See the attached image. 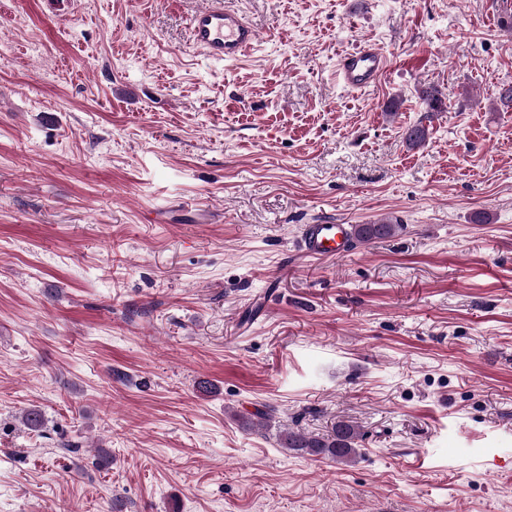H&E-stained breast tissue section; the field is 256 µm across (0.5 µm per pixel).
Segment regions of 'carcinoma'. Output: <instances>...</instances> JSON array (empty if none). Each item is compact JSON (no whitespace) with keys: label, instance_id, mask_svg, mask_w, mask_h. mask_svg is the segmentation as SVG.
Listing matches in <instances>:
<instances>
[{"label":"carcinoma","instance_id":"obj_1","mask_svg":"<svg viewBox=\"0 0 512 512\" xmlns=\"http://www.w3.org/2000/svg\"><path fill=\"white\" fill-rule=\"evenodd\" d=\"M422 99L429 112L445 111L444 93L435 86L422 90ZM429 135L428 128L418 123L404 129L403 139L411 148L424 145ZM403 230L400 224L379 221L372 224H356L352 227L353 241L367 244L375 239L392 238ZM361 438L360 427L351 420L336 421L332 431L324 434L304 430L295 425L287 427L278 434L279 444L294 454L314 459H331L341 464L353 462L358 455L357 444Z\"/></svg>","mask_w":512,"mask_h":512}]
</instances>
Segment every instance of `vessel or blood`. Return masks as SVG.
Returning a JSON list of instances; mask_svg holds the SVG:
<instances>
[{"label": "vessel or blood", "instance_id": "obj_1", "mask_svg": "<svg viewBox=\"0 0 512 512\" xmlns=\"http://www.w3.org/2000/svg\"><path fill=\"white\" fill-rule=\"evenodd\" d=\"M188 39L205 58L216 62L239 61L257 41V32L240 9L228 0H204L187 16ZM389 65L386 53L368 43L339 57L336 72L345 87L362 90L375 84ZM346 224H310L303 232V249L312 256L334 258L350 246Z\"/></svg>", "mask_w": 512, "mask_h": 512}]
</instances>
